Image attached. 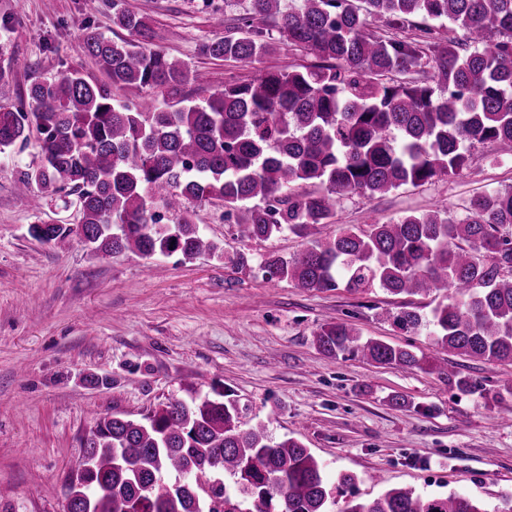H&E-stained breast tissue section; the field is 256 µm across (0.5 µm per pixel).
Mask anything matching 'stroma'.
Segmentation results:
<instances>
[{"label": "stroma", "instance_id": "35a3bbf8", "mask_svg": "<svg viewBox=\"0 0 512 512\" xmlns=\"http://www.w3.org/2000/svg\"><path fill=\"white\" fill-rule=\"evenodd\" d=\"M121 3L146 17L152 48L201 75L185 86L193 98L313 60L288 43L247 66L204 54L203 44L223 35L224 21L245 13L248 0L229 7L224 0ZM90 28L115 41L129 37L112 23V0H0V107L17 106L30 83L65 71L97 77L85 49ZM40 160L33 137L0 154V512H63L65 480L94 418L143 419L185 398L189 386L202 395L224 391L243 420L301 441L329 477L355 475L358 498L391 487L463 491L490 505L512 495V397L488 395L512 380V364L434 349L425 333L399 330L390 319L407 304L435 305L439 294L302 290L264 279L266 254L291 255L308 239L247 238L218 203L190 208L207 237L223 245L220 260L136 251L98 259L76 237L39 243L29 225L65 215L58 195L47 194L37 211L17 189L21 173ZM508 188L512 160L495 159L493 145L479 144L454 177L371 198L342 196L332 223L317 225L311 237L437 207L459 216L473 196ZM240 255L246 265L237 264ZM336 321L362 338L432 354L438 368L328 357L314 333ZM446 364L479 382L482 393L452 388L438 372Z\"/></svg>", "mask_w": 512, "mask_h": 512}]
</instances>
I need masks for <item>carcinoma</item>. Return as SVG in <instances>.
<instances>
[{
    "mask_svg": "<svg viewBox=\"0 0 512 512\" xmlns=\"http://www.w3.org/2000/svg\"><path fill=\"white\" fill-rule=\"evenodd\" d=\"M227 34L203 53L249 64L288 42L319 63L271 70L193 99L184 65L148 46L145 17L112 0V23L136 37L116 42L89 30L88 55L104 79L78 72L32 82L18 106L0 109V153L42 135L40 166L19 190L35 208L42 190L79 202V224H32L37 241L77 236L94 254H202L224 259L190 211L219 202L250 238L305 237L335 216L337 198L385 194L444 180L467 166L471 149L495 145L512 158V0H250ZM447 21L462 37L385 39L373 25L388 18ZM430 59L428 76L389 84ZM147 95H141L144 90ZM131 98L120 100L115 91ZM300 185L311 189L297 192ZM175 218L160 223L159 211ZM270 277L296 288L399 296L446 290L424 313L393 315L402 331L427 330L430 344L458 356L512 364V189L472 199L462 217L443 209L392 224L348 228L291 256L263 260ZM329 357L358 355L379 366L429 371L434 358L378 339L346 322L314 335ZM464 394L480 385L443 371ZM172 400L142 421L96 420L69 476L64 512H332L322 464L292 437L240 419L224 394ZM339 512H512V496L489 509L463 493L422 494L394 487L372 500H343Z\"/></svg>",
    "mask_w": 512,
    "mask_h": 512,
    "instance_id": "cac0c4a2",
    "label": "carcinoma"
}]
</instances>
